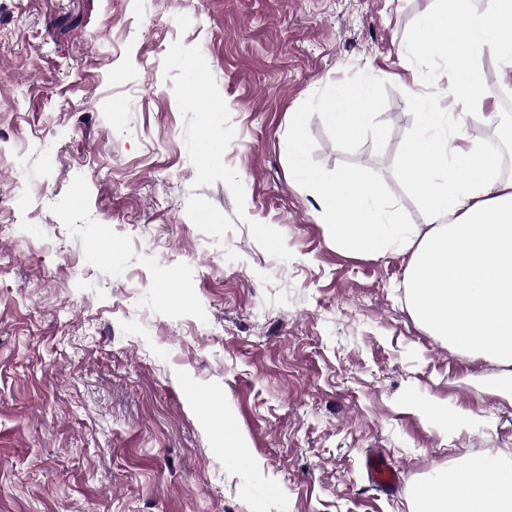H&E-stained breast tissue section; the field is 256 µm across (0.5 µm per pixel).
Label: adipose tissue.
<instances>
[{
  "label": "adipose tissue",
  "instance_id": "adipose-tissue-1",
  "mask_svg": "<svg viewBox=\"0 0 512 512\" xmlns=\"http://www.w3.org/2000/svg\"><path fill=\"white\" fill-rule=\"evenodd\" d=\"M420 76L447 62L461 112L443 111L425 96L412 99L415 134L401 157L408 190L418 199L424 227L381 200L364 175L325 177L313 170L303 145L304 115L294 113L286 143L295 180L316 191L318 221L337 250L385 256L394 247L411 251L403 286L417 320L450 347L499 365L492 387L512 401V182L495 175L497 162L464 127L469 110L498 124L494 84L484 58L512 74V0H432L418 16L408 46ZM373 97L370 79L343 90L324 105L337 137L360 135ZM415 512H512V465L482 455L438 473L415 494Z\"/></svg>",
  "mask_w": 512,
  "mask_h": 512
}]
</instances>
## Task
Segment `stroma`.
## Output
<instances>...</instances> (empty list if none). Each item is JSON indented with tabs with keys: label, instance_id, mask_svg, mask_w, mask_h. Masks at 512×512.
<instances>
[{
	"label": "stroma",
	"instance_id": "obj_1",
	"mask_svg": "<svg viewBox=\"0 0 512 512\" xmlns=\"http://www.w3.org/2000/svg\"><path fill=\"white\" fill-rule=\"evenodd\" d=\"M430 2L0 0V512H412L475 449L512 463L498 366L416 321L409 254L336 250L284 151L306 113L314 170L424 223L398 165L413 94L448 103L405 52ZM367 75L385 140L339 139L320 104ZM411 407L416 412H420L433 420L448 421V416L456 430L467 429L473 422L474 416L468 410L455 409L448 412V405L440 402H412ZM365 468L373 487L380 492L389 494L400 483L398 466L389 463L384 456H368L365 460Z\"/></svg>",
	"mask_w": 512,
	"mask_h": 512
}]
</instances>
